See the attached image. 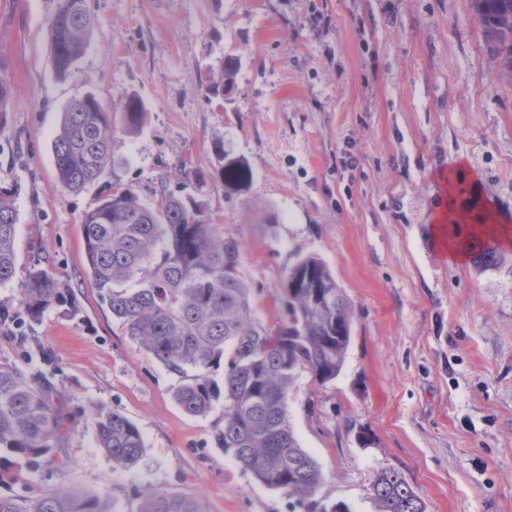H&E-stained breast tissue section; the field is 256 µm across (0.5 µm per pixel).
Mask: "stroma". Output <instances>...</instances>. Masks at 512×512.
Masks as SVG:
<instances>
[{
  "instance_id": "1",
  "label": "stroma",
  "mask_w": 512,
  "mask_h": 512,
  "mask_svg": "<svg viewBox=\"0 0 512 512\" xmlns=\"http://www.w3.org/2000/svg\"><path fill=\"white\" fill-rule=\"evenodd\" d=\"M60 0H0V73L12 86L0 184L14 187L18 262L0 285V365L44 375L63 415L62 481L140 512L157 489L205 512H308L254 480L216 442L224 406L192 416L185 374L158 363L113 318L88 273L82 220L112 184L152 201L180 164L215 163L214 141L253 173L246 191L205 199L242 252L253 312L274 325L289 269L314 257L355 310L344 365L320 384L297 376L288 415L324 480L315 499L374 512L377 470L402 473L427 512H512V71L483 33L474 0H86L94 27L65 78L48 23ZM240 60L225 105L204 82ZM146 106L117 126L112 161L80 191L61 185L60 114L91 93ZM453 173L452 189L441 177ZM459 239L502 243L477 268L445 254ZM51 272L67 301L30 321L29 270ZM140 430L132 468L96 443L91 404ZM367 431L370 444L357 440ZM118 103L120 112L124 114L127 130L138 129L146 112L143 101L136 94L127 93L120 97Z\"/></svg>"
}]
</instances>
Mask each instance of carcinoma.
Returning <instances> with one entry per match:
<instances>
[{
  "label": "carcinoma",
  "instance_id": "cac0c4a2",
  "mask_svg": "<svg viewBox=\"0 0 512 512\" xmlns=\"http://www.w3.org/2000/svg\"><path fill=\"white\" fill-rule=\"evenodd\" d=\"M93 20L84 0H61L49 22L55 72L66 76L86 49ZM485 33L504 58L512 57V32L497 30L487 15ZM240 61L229 56L208 78L207 101L234 92ZM9 80L0 75V137L10 124ZM126 128L138 129L146 112L133 93L119 99ZM112 108L95 96L73 99L61 114L53 141L55 172L66 188L95 182L112 161ZM217 167L183 163L178 187L161 182L155 200L143 202L128 184L112 187L85 213L82 235L91 279L128 336L166 367L195 374L180 386L176 403L189 415H205L224 403L218 445L259 483L299 500L312 499L323 482L316 460L302 448L288 417L290 389L300 371L321 383L339 375L351 339L354 310L332 272L309 257L296 263L280 291V313L270 327L252 314V288L242 278L238 243L213 223L204 194L218 181L242 191L252 181L247 163L229 159L224 142L213 143ZM18 212L12 193L0 187V284L16 272ZM478 267L500 262L499 244L466 245ZM28 316L37 320L63 301L64 291L47 270L34 268L19 288ZM232 348L221 382L207 374ZM97 446L123 467L142 455L145 443L130 420L102 404L91 407ZM62 414L51 390L0 365V450L37 472L61 447ZM375 512H426L422 497L403 475L382 468L371 484ZM0 512H116L106 502L61 483L35 495L0 494ZM142 512H204L190 497L152 490Z\"/></svg>",
  "mask_w": 512,
  "mask_h": 512
}]
</instances>
